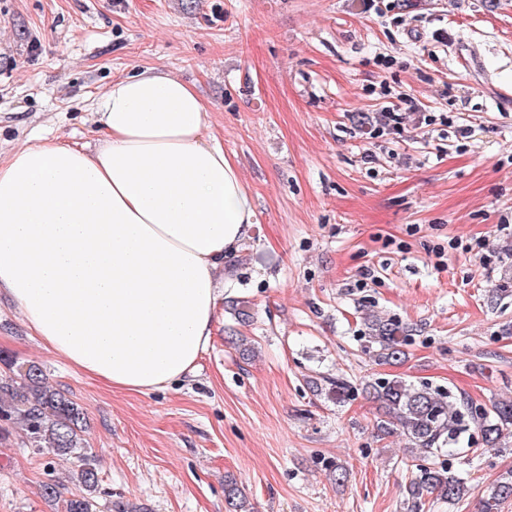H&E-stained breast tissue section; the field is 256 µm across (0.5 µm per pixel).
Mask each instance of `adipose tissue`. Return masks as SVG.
I'll return each instance as SVG.
<instances>
[{"label":"adipose tissue","mask_w":512,"mask_h":512,"mask_svg":"<svg viewBox=\"0 0 512 512\" xmlns=\"http://www.w3.org/2000/svg\"><path fill=\"white\" fill-rule=\"evenodd\" d=\"M96 124L95 146L44 138L0 159V294L90 378L149 393L195 371L255 210L188 83L113 80Z\"/></svg>","instance_id":"ef3b65f1"}]
</instances>
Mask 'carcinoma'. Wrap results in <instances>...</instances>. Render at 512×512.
I'll return each mask as SVG.
<instances>
[{
	"instance_id": "1",
	"label": "carcinoma",
	"mask_w": 512,
	"mask_h": 512,
	"mask_svg": "<svg viewBox=\"0 0 512 512\" xmlns=\"http://www.w3.org/2000/svg\"><path fill=\"white\" fill-rule=\"evenodd\" d=\"M365 324L364 348L378 360L391 363L405 355L407 336L398 321L372 311L366 314ZM5 363L9 376L0 381V445L10 439L9 426L19 424L28 444L38 453L53 459L80 458L82 464L73 478L83 492L64 500V512H95L93 494L98 474L85 456L83 408L51 386L39 365L16 364L8 359ZM365 391L381 410L375 420L377 434L398 432L419 451L415 475L406 486L415 509L422 507L427 496L448 501L463 498L467 482L452 473L440 457L471 451V429H479L482 448H500L512 438V399L492 404L477 419L468 398L427 384H411L401 377L377 378L366 383ZM508 501H512V475L496 483L484 512H499L500 505Z\"/></svg>"
}]
</instances>
